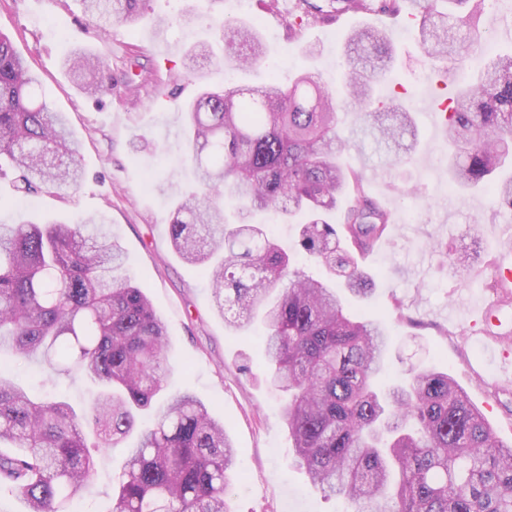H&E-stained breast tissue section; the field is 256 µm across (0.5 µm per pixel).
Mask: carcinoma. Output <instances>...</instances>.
I'll use <instances>...</instances> for the list:
<instances>
[{
    "instance_id": "cac0c4a2",
    "label": "carcinoma",
    "mask_w": 512,
    "mask_h": 512,
    "mask_svg": "<svg viewBox=\"0 0 512 512\" xmlns=\"http://www.w3.org/2000/svg\"><path fill=\"white\" fill-rule=\"evenodd\" d=\"M101 25L138 20L148 0H77ZM424 66L456 83L448 105L454 185L483 188L512 205V53L479 59L485 0H416ZM410 0H297L288 30L333 13L399 14ZM224 52L265 62L253 28L225 23ZM393 61L387 33H351L342 88L311 71L288 86L205 90L183 112L188 160L202 193L181 198L168 224L172 248L196 265L226 325L265 328L267 381L288 395L284 419L296 461L326 498L351 512H512V446L445 372L407 370L383 388L390 329L385 319L345 309L340 285L295 267L261 224L274 211L299 224L297 246L356 296L369 280L354 252L370 251L390 215L365 191V172L346 168L350 148L338 113L355 107L375 138L414 133L403 109L388 118L372 84ZM89 94L112 93V72L76 50L64 61ZM38 78L0 34V168L21 189L63 194L82 177L81 144L36 94ZM340 225L329 223L343 195ZM19 362L37 356L56 375L100 387L81 414L66 400H36L0 375V487L28 512H69L94 469L90 448L115 447L158 402L168 352L165 324L132 282L127 256L107 225L0 224V349ZM236 455L224 423L186 392L161 405L127 449L111 512H231Z\"/></svg>"
}]
</instances>
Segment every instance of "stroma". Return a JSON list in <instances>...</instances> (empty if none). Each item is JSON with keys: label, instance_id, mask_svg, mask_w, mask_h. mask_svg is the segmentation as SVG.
<instances>
[{"label": "stroma", "instance_id": "stroma-1", "mask_svg": "<svg viewBox=\"0 0 512 512\" xmlns=\"http://www.w3.org/2000/svg\"><path fill=\"white\" fill-rule=\"evenodd\" d=\"M195 4L191 23L180 16ZM296 0H150L134 25L106 31L78 0H0V33L7 34L39 78V91L66 113L81 142L84 175L64 195L38 192L14 203L15 174L0 170V221L51 219L76 223L88 216L111 224L132 272L167 327L169 360L165 396L193 392L224 420L243 478L234 487L232 512H345L324 499L295 460L283 419L285 399L266 381L260 327L248 333L225 325L209 284L198 268L173 250L167 226L175 198L191 189L193 171L184 164L182 112L205 89L257 87L266 72L239 64L234 56H186L202 40L215 41L223 21L255 27L281 80L309 65L332 87L345 73V41L361 24L385 29L396 48L395 70L376 87L377 98L411 101L420 145L409 163L388 167L371 148L350 151L348 161L364 169L368 192L392 217L374 251L358 257L375 281L369 306L391 325L388 355L392 374L407 365L447 372L485 415L502 443L512 445V391L494 393L495 362L480 343L471 315L496 299L488 283L504 244H512V209L493 205L480 191L451 187L445 117L420 105L453 94L445 78L422 64L415 25L406 15L346 13L290 36L286 26ZM512 0H486L483 51L512 48ZM99 56L128 84L112 95L91 97L63 69L74 49ZM470 256L467 267L448 257ZM14 382L36 393L89 400L94 389L82 379L51 374L37 362L14 366ZM125 448L98 455L96 473L75 505L80 512H110L112 485L121 473Z\"/></svg>", "mask_w": 512, "mask_h": 512}]
</instances>
